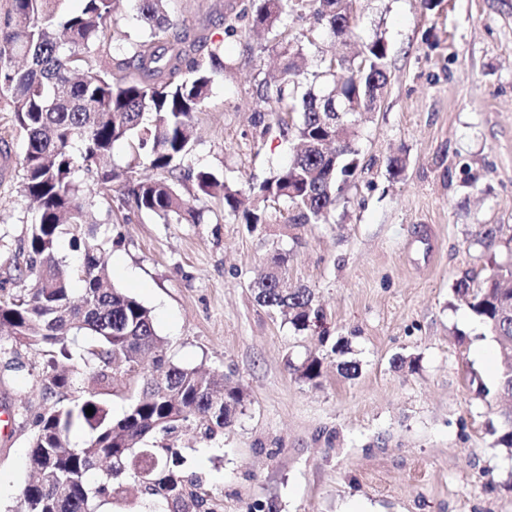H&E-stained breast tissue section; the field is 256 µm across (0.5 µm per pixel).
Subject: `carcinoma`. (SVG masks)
<instances>
[{"label": "carcinoma", "instance_id": "carcinoma-1", "mask_svg": "<svg viewBox=\"0 0 512 512\" xmlns=\"http://www.w3.org/2000/svg\"><path fill=\"white\" fill-rule=\"evenodd\" d=\"M65 2L11 0L0 23V97L27 139L21 193L34 218L22 249L35 275L33 288L0 298V334L22 336L49 356L42 379L49 411L33 421L28 467L35 479L23 489L24 512H95V502L119 501L128 482L145 478L152 479L151 492L163 495L168 512H201L206 500L198 481L181 474L171 448H141L137 455L129 448L188 422L208 431L224 428L234 422L243 391L222 373L165 359L151 310L107 277L104 244L81 236L87 210L118 181L116 209L132 205L166 223L199 224L203 211L178 189L191 181L246 224L267 222L261 204L269 200L291 208L296 224L326 222L337 196L357 176L354 110L368 112L381 98L388 43L377 36L363 42L358 57H334L304 73L297 63L302 40L281 30L290 0H248L242 11L224 16L227 34L249 18V30L264 38L260 49L282 60L280 78L257 85L255 132L263 138L276 129L283 140L300 142L286 167L248 184L252 205L243 210L244 191L190 163L195 116L214 75L232 69L221 46L190 39L186 24L169 19L168 0H133L146 24L136 38L112 22L117 0H80L76 12ZM299 2L313 11L321 32L355 36L348 0ZM121 142L133 149L134 165L160 177L137 179L129 169L99 172L100 161ZM80 171L92 181L77 178ZM64 224L81 253L70 267L56 255ZM286 263L285 254H272L269 271L254 285L257 301L287 314L298 331L322 328L309 289L280 287L277 274ZM455 294L482 325V337L512 345V266L496 261L477 285L456 283ZM75 355L94 388L62 410L58 404L74 390L67 364ZM496 391L512 398V360H504ZM103 395L126 397L130 405L114 419ZM76 424L92 436L83 447L68 448L66 434ZM489 431L496 445L512 450V411L499 414Z\"/></svg>", "mask_w": 512, "mask_h": 512}]
</instances>
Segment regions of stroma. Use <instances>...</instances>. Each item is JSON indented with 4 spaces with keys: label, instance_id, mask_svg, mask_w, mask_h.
Instances as JSON below:
<instances>
[{
    "label": "stroma",
    "instance_id": "1",
    "mask_svg": "<svg viewBox=\"0 0 512 512\" xmlns=\"http://www.w3.org/2000/svg\"><path fill=\"white\" fill-rule=\"evenodd\" d=\"M356 0L362 39L384 37L388 84L357 125L359 171L326 224H296L268 203L264 224L226 214L194 183L179 190L200 224H166L143 212L108 218L91 209L116 287L151 309L173 363L224 372L244 401L231 426L183 428L165 442L184 458L211 512H512V453L488 425L504 402L494 387L500 349L481 335L453 288L482 281L492 260L482 234L512 226V0ZM229 0H171L172 20L221 44L232 61L195 118L194 168L228 184L259 182L291 146L251 126L253 93L280 60L226 35ZM23 133L0 100V286L30 288L24 272L31 215L20 193ZM405 161L397 176L393 158ZM286 284L306 287L327 330L298 331L261 305L253 285L273 251ZM348 339L356 378L341 375L334 346ZM0 512H21L29 479L32 414L42 411L45 359L0 336ZM322 375L295 371L307 358Z\"/></svg>",
    "mask_w": 512,
    "mask_h": 512
}]
</instances>
